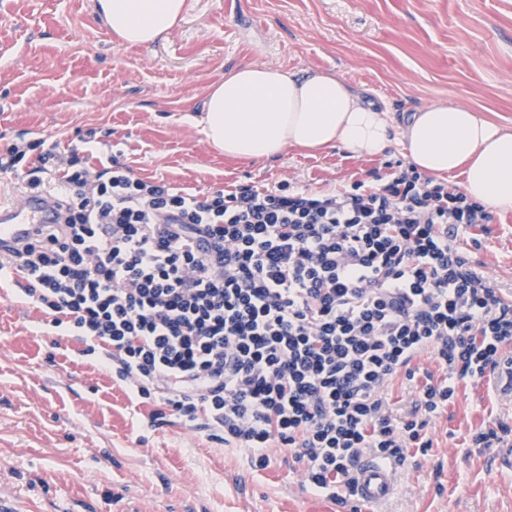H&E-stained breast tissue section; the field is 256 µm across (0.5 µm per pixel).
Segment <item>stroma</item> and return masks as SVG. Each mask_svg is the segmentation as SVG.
<instances>
[{"label": "stroma", "mask_w": 512, "mask_h": 512, "mask_svg": "<svg viewBox=\"0 0 512 512\" xmlns=\"http://www.w3.org/2000/svg\"><path fill=\"white\" fill-rule=\"evenodd\" d=\"M267 64L335 75L397 120L433 103L465 105L512 131V0H186L166 36L127 46L95 0H0V149L26 161L94 134L136 176L210 195L284 183L348 186L404 160L340 148L285 150L270 161L228 159L197 124L211 87ZM462 244L476 269L512 287V211L492 212ZM45 313L0 287V507L7 512H350L312 494L287 452L257 469L176 417L151 426L111 368L73 336L42 331ZM498 375L464 380L410 450L378 512H512V468L473 433L507 423L512 397Z\"/></svg>", "instance_id": "stroma-1"}]
</instances>
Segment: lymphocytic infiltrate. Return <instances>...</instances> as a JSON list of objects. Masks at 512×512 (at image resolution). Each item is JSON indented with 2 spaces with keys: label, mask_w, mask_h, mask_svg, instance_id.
<instances>
[{
  "label": "lymphocytic infiltrate",
  "mask_w": 512,
  "mask_h": 512,
  "mask_svg": "<svg viewBox=\"0 0 512 512\" xmlns=\"http://www.w3.org/2000/svg\"><path fill=\"white\" fill-rule=\"evenodd\" d=\"M28 185L56 223L12 261L52 328L103 352L133 400L201 423L267 467L287 449L307 488L352 496L359 457L404 463L465 379L512 365V291L462 234L485 205L398 161L329 190L234 186L201 196L86 148L48 149ZM431 355L440 372L420 371ZM416 385L393 415L387 388Z\"/></svg>",
  "instance_id": "obj_1"
}]
</instances>
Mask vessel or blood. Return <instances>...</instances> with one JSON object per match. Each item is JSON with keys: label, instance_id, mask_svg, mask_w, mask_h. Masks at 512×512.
<instances>
[{"label": "vessel or blood", "instance_id": "vessel-or-blood-1", "mask_svg": "<svg viewBox=\"0 0 512 512\" xmlns=\"http://www.w3.org/2000/svg\"><path fill=\"white\" fill-rule=\"evenodd\" d=\"M54 204L44 194L11 187L0 189V260L11 247L50 223ZM355 495L364 505L374 506L389 498L396 487V468L370 455L362 456L354 473Z\"/></svg>", "mask_w": 512, "mask_h": 512}]
</instances>
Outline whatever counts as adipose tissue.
<instances>
[{
    "label": "adipose tissue",
    "mask_w": 512,
    "mask_h": 512,
    "mask_svg": "<svg viewBox=\"0 0 512 512\" xmlns=\"http://www.w3.org/2000/svg\"><path fill=\"white\" fill-rule=\"evenodd\" d=\"M105 23L126 44L165 36L181 19L185 0H98ZM206 141L225 157L261 161L287 148L339 147L376 157L399 130L410 164L442 176L462 171L464 193L495 210L512 211V131L465 106L434 104L403 124L364 102L336 76L250 65L210 90L201 120Z\"/></svg>",
    "instance_id": "obj_1"
}]
</instances>
